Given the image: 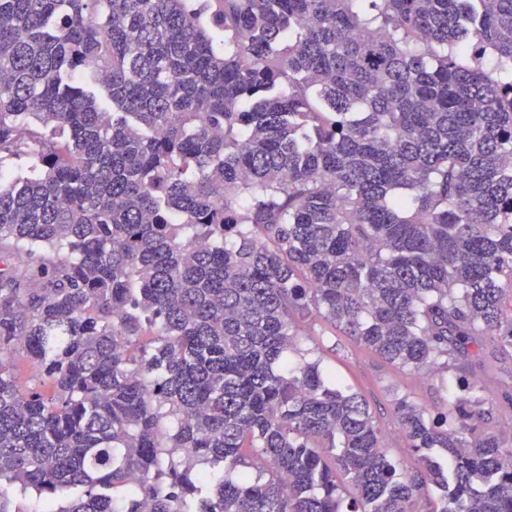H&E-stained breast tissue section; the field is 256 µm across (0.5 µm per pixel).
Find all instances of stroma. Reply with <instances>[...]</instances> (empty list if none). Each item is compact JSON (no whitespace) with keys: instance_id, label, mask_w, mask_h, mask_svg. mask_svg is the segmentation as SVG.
Instances as JSON below:
<instances>
[{"instance_id":"1","label":"stroma","mask_w":512,"mask_h":512,"mask_svg":"<svg viewBox=\"0 0 512 512\" xmlns=\"http://www.w3.org/2000/svg\"><path fill=\"white\" fill-rule=\"evenodd\" d=\"M308 331V336L300 340L308 359L321 360L324 367L336 371L354 392L365 397L385 434L389 453L403 461L405 467H415L416 457L406 448L388 411L391 395L395 392L408 395L435 412L445 406L448 388L442 387L440 378L433 373H414L399 368L352 337L333 333L323 320H312ZM478 362L485 368L484 378L493 394V425L512 428V404L508 403L501 389L502 380L512 371V360L484 355Z\"/></svg>"}]
</instances>
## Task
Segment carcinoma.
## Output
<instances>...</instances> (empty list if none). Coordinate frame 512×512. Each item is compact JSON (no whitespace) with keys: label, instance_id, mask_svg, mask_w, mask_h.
Wrapping results in <instances>:
<instances>
[{"label":"carcinoma","instance_id":"carcinoma-1","mask_svg":"<svg viewBox=\"0 0 512 512\" xmlns=\"http://www.w3.org/2000/svg\"><path fill=\"white\" fill-rule=\"evenodd\" d=\"M314 317L512 352V0H0V512H512L482 381L390 401L410 472Z\"/></svg>","mask_w":512,"mask_h":512}]
</instances>
